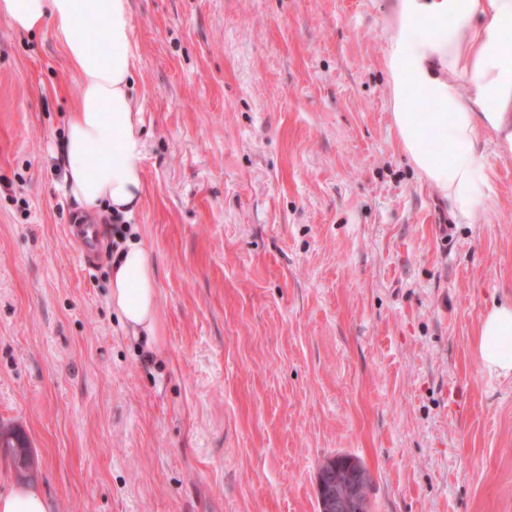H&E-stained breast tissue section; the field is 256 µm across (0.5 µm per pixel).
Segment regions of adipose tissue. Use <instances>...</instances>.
I'll list each match as a JSON object with an SVG mask.
<instances>
[{
    "label": "adipose tissue",
    "mask_w": 512,
    "mask_h": 512,
    "mask_svg": "<svg viewBox=\"0 0 512 512\" xmlns=\"http://www.w3.org/2000/svg\"><path fill=\"white\" fill-rule=\"evenodd\" d=\"M385 49L399 145L460 218L472 217L489 183L481 132L512 152V0H393ZM17 31L49 32L76 76L62 158L63 189L93 212L132 215L144 194L143 118L131 94L135 44L129 0H0ZM102 40L83 35L86 22ZM471 93H463L461 79ZM418 96L430 111H413ZM157 279L150 251L127 239L110 268L109 301L135 335L152 332ZM488 372L512 374V303L494 305L475 345Z\"/></svg>",
    "instance_id": "obj_1"
}]
</instances>
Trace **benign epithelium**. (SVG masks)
<instances>
[{"label": "benign epithelium", "instance_id": "7a95c632", "mask_svg": "<svg viewBox=\"0 0 512 512\" xmlns=\"http://www.w3.org/2000/svg\"><path fill=\"white\" fill-rule=\"evenodd\" d=\"M368 482V471L352 458L325 463L317 476L319 512H369Z\"/></svg>", "mask_w": 512, "mask_h": 512}]
</instances>
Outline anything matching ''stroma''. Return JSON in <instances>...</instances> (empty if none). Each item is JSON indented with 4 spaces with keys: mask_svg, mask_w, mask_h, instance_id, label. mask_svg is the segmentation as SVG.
I'll return each instance as SVG.
<instances>
[{
    "mask_svg": "<svg viewBox=\"0 0 512 512\" xmlns=\"http://www.w3.org/2000/svg\"><path fill=\"white\" fill-rule=\"evenodd\" d=\"M391 0H130L154 335L108 303L112 218L61 190L49 34L0 18V424L52 512H319L349 455L370 512H512V155L456 218L399 146ZM97 224L82 261L73 226ZM475 349L483 369L512 374V303L495 304L480 324Z\"/></svg>",
    "mask_w": 512,
    "mask_h": 512,
    "instance_id": "stroma-1",
    "label": "stroma"
}]
</instances>
